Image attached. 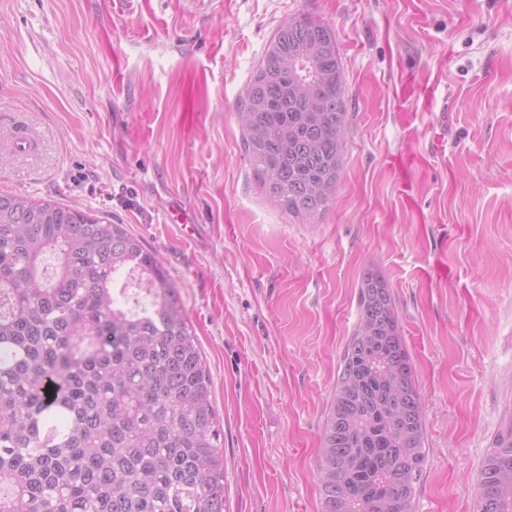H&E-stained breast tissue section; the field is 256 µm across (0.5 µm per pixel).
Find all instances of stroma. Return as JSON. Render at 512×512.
Wrapping results in <instances>:
<instances>
[{
  "mask_svg": "<svg viewBox=\"0 0 512 512\" xmlns=\"http://www.w3.org/2000/svg\"><path fill=\"white\" fill-rule=\"evenodd\" d=\"M329 25L347 129L314 223L266 197L237 102L277 29ZM0 191L124 225L199 340L224 512H320L315 460L367 269L425 402L413 512H473L512 419V0H0ZM34 148L32 137L24 128H15L7 137L1 139L2 150H15L23 153Z\"/></svg>",
  "mask_w": 512,
  "mask_h": 512,
  "instance_id": "stroma-1",
  "label": "stroma"
}]
</instances>
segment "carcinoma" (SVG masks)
<instances>
[{
	"label": "carcinoma",
	"instance_id": "cac0c4a2",
	"mask_svg": "<svg viewBox=\"0 0 512 512\" xmlns=\"http://www.w3.org/2000/svg\"><path fill=\"white\" fill-rule=\"evenodd\" d=\"M269 199L336 200L346 103L332 29L283 23L237 104ZM137 266L150 308L115 282ZM316 459L321 512H412L424 401L392 293L362 276ZM211 379L157 255L77 207L0 194V512H224ZM475 512H512V423Z\"/></svg>",
	"mask_w": 512,
	"mask_h": 512
}]
</instances>
